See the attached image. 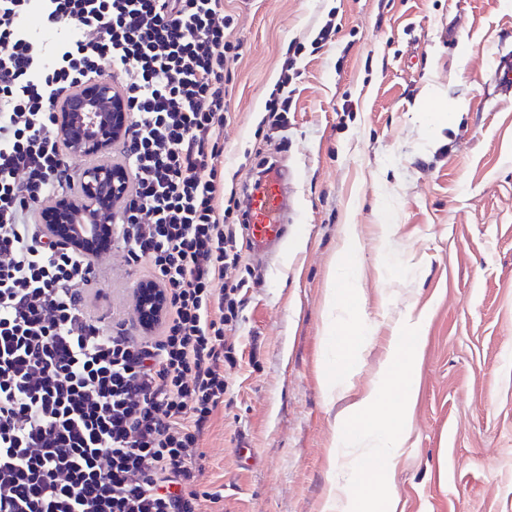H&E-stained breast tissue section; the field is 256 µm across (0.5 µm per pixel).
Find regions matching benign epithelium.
<instances>
[{"label":"benign epithelium","instance_id":"7a95c632","mask_svg":"<svg viewBox=\"0 0 512 512\" xmlns=\"http://www.w3.org/2000/svg\"><path fill=\"white\" fill-rule=\"evenodd\" d=\"M81 99L74 111L61 108L57 112V138L69 154L77 157L106 155L112 148L125 142L130 134V112L123 99L115 95L107 79L87 83L77 90ZM129 172L120 165H93L81 176V196L61 198L64 219L76 226L70 246L90 254V244L98 226L115 222L118 213L107 212L106 203L124 197L128 191ZM143 326L161 318L166 309V295L154 284L138 286Z\"/></svg>","mask_w":512,"mask_h":512}]
</instances>
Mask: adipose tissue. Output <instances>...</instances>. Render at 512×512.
I'll return each mask as SVG.
<instances>
[{
	"label": "adipose tissue",
	"mask_w": 512,
	"mask_h": 512,
	"mask_svg": "<svg viewBox=\"0 0 512 512\" xmlns=\"http://www.w3.org/2000/svg\"><path fill=\"white\" fill-rule=\"evenodd\" d=\"M359 267V245L355 233L351 232L338 249L333 274L337 285L329 289L326 297V311L340 314L339 320H328L327 330L337 350L343 354L335 372L327 374L325 380V391L332 399L348 390L364 350L363 334L355 318L362 294Z\"/></svg>",
	"instance_id": "adipose-tissue-1"
}]
</instances>
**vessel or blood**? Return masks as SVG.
Segmentation results:
<instances>
[{"instance_id":"obj_1","label":"vessel or blood","mask_w":512,"mask_h":512,"mask_svg":"<svg viewBox=\"0 0 512 512\" xmlns=\"http://www.w3.org/2000/svg\"><path fill=\"white\" fill-rule=\"evenodd\" d=\"M291 190L282 165H271L247 190L244 206L248 213L251 250L257 257L276 256L288 233Z\"/></svg>"}]
</instances>
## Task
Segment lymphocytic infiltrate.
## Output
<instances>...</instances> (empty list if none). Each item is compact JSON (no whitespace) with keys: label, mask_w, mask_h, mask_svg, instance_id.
<instances>
[{"label":"lymphocytic infiltrate","mask_w":512,"mask_h":512,"mask_svg":"<svg viewBox=\"0 0 512 512\" xmlns=\"http://www.w3.org/2000/svg\"><path fill=\"white\" fill-rule=\"evenodd\" d=\"M67 27L51 65L22 24ZM224 0H0V512H203L199 442L236 363L246 226L224 196ZM118 73L133 175L112 245L167 306L153 335L90 316L99 265L33 210L72 180L55 108Z\"/></svg>","instance_id":"1"}]
</instances>
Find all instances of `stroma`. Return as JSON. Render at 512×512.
Wrapping results in <instances>:
<instances>
[{
	"label": "stroma",
	"instance_id": "1",
	"mask_svg": "<svg viewBox=\"0 0 512 512\" xmlns=\"http://www.w3.org/2000/svg\"><path fill=\"white\" fill-rule=\"evenodd\" d=\"M240 56L225 74L226 178L256 156L285 165L293 229L277 258L247 255L230 390L203 437L212 512H323L328 453L347 408L376 383L395 329L422 324L412 430L393 463L397 512H512V0H224ZM337 32L315 37L326 22ZM299 41L288 125L263 126ZM433 90L450 113L434 130ZM362 254L365 347L348 391H323V304L336 251ZM89 309L134 322L139 276L105 256Z\"/></svg>",
	"mask_w": 512,
	"mask_h": 512
}]
</instances>
